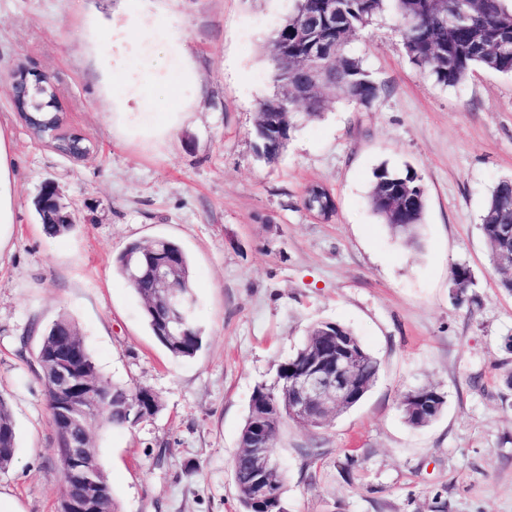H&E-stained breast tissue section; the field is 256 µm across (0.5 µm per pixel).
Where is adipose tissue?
<instances>
[{
	"mask_svg": "<svg viewBox=\"0 0 512 512\" xmlns=\"http://www.w3.org/2000/svg\"><path fill=\"white\" fill-rule=\"evenodd\" d=\"M139 31L137 17H130L127 22L118 27L109 28L108 34L98 42L97 54L104 74L107 77L106 92L117 109V119L121 125L138 124L153 131L165 134L182 123L187 114L185 111H166V104L175 100L183 90L186 80L193 78L191 67L185 62V52L177 36L165 38L167 54L177 67V78L169 83L165 94H154L146 85H139L136 94H128L127 63L130 58L129 45L135 40ZM137 97L140 109L128 111L127 103L130 97Z\"/></svg>",
	"mask_w": 512,
	"mask_h": 512,
	"instance_id": "adipose-tissue-1",
	"label": "adipose tissue"
}]
</instances>
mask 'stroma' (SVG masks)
Wrapping results in <instances>:
<instances>
[{"label":"stroma","mask_w":512,"mask_h":512,"mask_svg":"<svg viewBox=\"0 0 512 512\" xmlns=\"http://www.w3.org/2000/svg\"><path fill=\"white\" fill-rule=\"evenodd\" d=\"M127 0H0V127L10 141L14 222L0 238V397L16 458L0 470V512H57L62 476L39 377L40 338L73 320L108 381L151 388L157 414L93 427L120 512H241L231 463L255 388L311 326L350 329L380 362L362 401L315 429L291 422L273 450L286 512H512V293L481 232L496 181L512 176V76L480 71L456 87L423 76L393 11L353 42L388 91L371 109L344 102L299 118L273 163L257 157L258 103L275 84L273 33L291 0H137L166 20L197 76L173 134L113 123L94 44ZM44 74L73 159L34 139L13 108L9 73ZM413 168L427 193L416 241L393 233L367 196L380 164ZM52 183L81 218L48 235L34 202ZM332 192L325 220L306 189ZM168 238L188 253L203 344L172 357L113 266L130 242ZM474 284L456 299L452 270ZM446 395L424 427L404 395ZM318 449L315 458L304 451Z\"/></svg>","instance_id":"obj_1"}]
</instances>
